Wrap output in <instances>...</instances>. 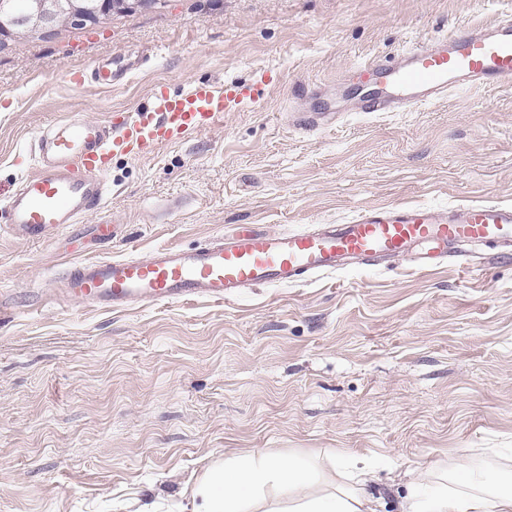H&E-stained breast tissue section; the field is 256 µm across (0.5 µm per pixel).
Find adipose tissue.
<instances>
[{
    "instance_id": "ef3b65f1",
    "label": "adipose tissue",
    "mask_w": 512,
    "mask_h": 512,
    "mask_svg": "<svg viewBox=\"0 0 512 512\" xmlns=\"http://www.w3.org/2000/svg\"><path fill=\"white\" fill-rule=\"evenodd\" d=\"M512 471L470 455L405 472L398 512H512ZM369 466L345 472L329 454L282 459L266 453L209 468L194 485L192 512H380Z\"/></svg>"
}]
</instances>
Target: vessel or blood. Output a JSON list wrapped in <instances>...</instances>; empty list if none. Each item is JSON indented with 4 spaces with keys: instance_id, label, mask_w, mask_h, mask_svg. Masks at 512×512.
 <instances>
[{
    "instance_id": "1",
    "label": "vessel or blood",
    "mask_w": 512,
    "mask_h": 512,
    "mask_svg": "<svg viewBox=\"0 0 512 512\" xmlns=\"http://www.w3.org/2000/svg\"><path fill=\"white\" fill-rule=\"evenodd\" d=\"M356 75L370 89L360 106L364 112H408L470 86L510 85L512 19L415 41L400 63L372 57ZM259 94L256 85L195 81L176 93L154 89L148 105L133 112L104 120L67 117L40 136L33 169L0 206V223L16 238L45 239L102 204L108 193L103 175L114 156L137 158L183 142ZM478 244L512 248V204L462 203L441 214L424 205H384L309 231L244 229L190 250L74 262L67 294L112 310L196 298L222 302L258 285L296 284L399 255L412 256L424 271Z\"/></svg>"
}]
</instances>
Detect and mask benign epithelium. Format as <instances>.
<instances>
[{
    "mask_svg": "<svg viewBox=\"0 0 512 512\" xmlns=\"http://www.w3.org/2000/svg\"><path fill=\"white\" fill-rule=\"evenodd\" d=\"M145 7L144 0H102L99 7L88 13L81 5H74L65 13L58 12L55 0H29L23 22L16 26H0V43H9L22 37L40 36L54 31L58 25H93L115 13L130 12Z\"/></svg>",
    "mask_w": 512,
    "mask_h": 512,
    "instance_id": "obj_1",
    "label": "benign epithelium"
}]
</instances>
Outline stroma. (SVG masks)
I'll return each instance as SVG.
<instances>
[{
    "mask_svg": "<svg viewBox=\"0 0 512 512\" xmlns=\"http://www.w3.org/2000/svg\"><path fill=\"white\" fill-rule=\"evenodd\" d=\"M512 15V0H161L0 50V199L35 140L206 79L263 84L213 130L114 157L100 209L36 242L0 231V512H191L224 460L337 453L392 470L512 451V254L408 257L237 299L121 312L67 298L64 257H148L240 227L301 232L386 204L512 203V87L365 113L346 76L417 39ZM112 66V85L67 72ZM338 123L297 127L302 112ZM116 226L107 244L101 221Z\"/></svg>",
    "mask_w": 512,
    "mask_h": 512,
    "instance_id": "obj_1",
    "label": "stroma"
}]
</instances>
